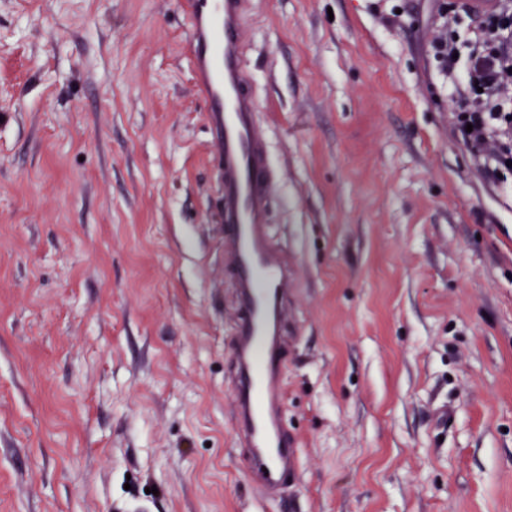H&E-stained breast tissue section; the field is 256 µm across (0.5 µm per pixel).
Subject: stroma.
<instances>
[{"instance_id": "stroma-1", "label": "stroma", "mask_w": 512, "mask_h": 512, "mask_svg": "<svg viewBox=\"0 0 512 512\" xmlns=\"http://www.w3.org/2000/svg\"><path fill=\"white\" fill-rule=\"evenodd\" d=\"M462 2L245 0L294 261L269 500L180 0H0V512H512V187L456 123Z\"/></svg>"}]
</instances>
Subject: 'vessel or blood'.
<instances>
[{"label": "vessel or blood", "instance_id": "b4317fda", "mask_svg": "<svg viewBox=\"0 0 512 512\" xmlns=\"http://www.w3.org/2000/svg\"><path fill=\"white\" fill-rule=\"evenodd\" d=\"M186 7L193 81L217 148L224 264L233 274L241 310L234 349L235 437L248 451L251 481L273 499L298 458L281 413L284 343L269 332L288 317L292 263L269 227L273 166L257 130L258 103L243 39L244 0H186Z\"/></svg>", "mask_w": 512, "mask_h": 512}]
</instances>
